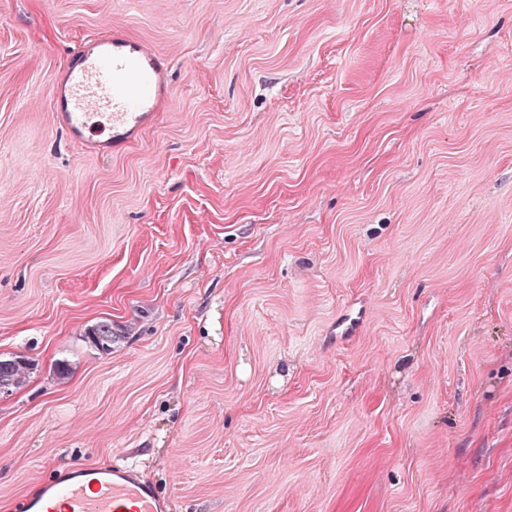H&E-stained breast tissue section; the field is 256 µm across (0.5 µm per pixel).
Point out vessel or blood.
Masks as SVG:
<instances>
[{"mask_svg": "<svg viewBox=\"0 0 512 512\" xmlns=\"http://www.w3.org/2000/svg\"><path fill=\"white\" fill-rule=\"evenodd\" d=\"M164 56L123 32H108L85 42L55 75L50 95L57 124L87 152L125 146L154 119L167 92ZM107 131L105 140L95 129ZM164 512L155 489L127 467L68 466L22 512Z\"/></svg>", "mask_w": 512, "mask_h": 512, "instance_id": "obj_1", "label": "vessel or blood"}]
</instances>
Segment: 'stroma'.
Wrapping results in <instances>:
<instances>
[{
  "mask_svg": "<svg viewBox=\"0 0 512 512\" xmlns=\"http://www.w3.org/2000/svg\"><path fill=\"white\" fill-rule=\"evenodd\" d=\"M109 28L171 99L97 156L50 80ZM11 354L0 512L90 463L168 512H512V0H0ZM94 333H96L98 336H94ZM84 336L91 347L103 354H111L113 344H115L122 337L116 336L115 332L112 331L111 320H102L97 322L95 325L89 328L88 331L85 332ZM88 336H91L95 341H100V336H106L107 341H105L104 345L101 346L91 342ZM21 363H12L0 367V378L11 387L15 389L23 386L27 379L30 377L31 370H33L34 364L27 357H23Z\"/></svg>",
  "mask_w": 512,
  "mask_h": 512,
  "instance_id": "1",
  "label": "stroma"
}]
</instances>
